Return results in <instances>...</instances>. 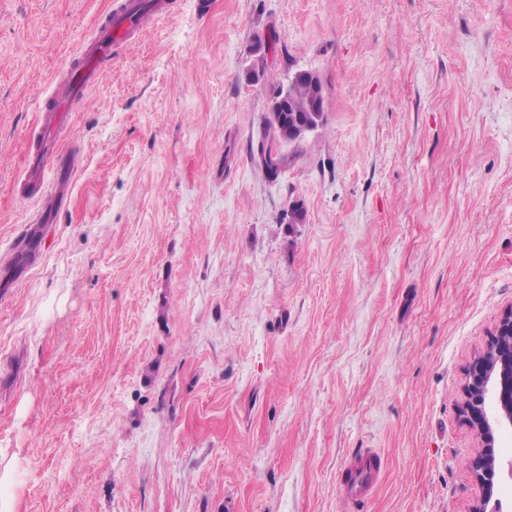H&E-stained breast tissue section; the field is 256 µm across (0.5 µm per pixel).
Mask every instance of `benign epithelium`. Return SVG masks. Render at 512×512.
<instances>
[{
	"label": "benign epithelium",
	"instance_id": "1",
	"mask_svg": "<svg viewBox=\"0 0 512 512\" xmlns=\"http://www.w3.org/2000/svg\"><path fill=\"white\" fill-rule=\"evenodd\" d=\"M459 415L478 439L471 470L481 497L470 512H488L498 495L501 438L512 431V309L489 332L486 346L467 369Z\"/></svg>",
	"mask_w": 512,
	"mask_h": 512
}]
</instances>
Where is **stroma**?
I'll list each match as a JSON object with an SVG mask.
<instances>
[{
    "mask_svg": "<svg viewBox=\"0 0 512 512\" xmlns=\"http://www.w3.org/2000/svg\"><path fill=\"white\" fill-rule=\"evenodd\" d=\"M112 2L0 0V255L36 107ZM165 3L74 106L71 202L0 287V501L346 512L372 448L353 512H470L460 387L512 308V0ZM300 70L324 122L272 179L257 136ZM379 474L378 454L372 448L361 449L342 472L343 499L353 504L366 500Z\"/></svg>",
    "mask_w": 512,
    "mask_h": 512,
    "instance_id": "stroma-1",
    "label": "stroma"
}]
</instances>
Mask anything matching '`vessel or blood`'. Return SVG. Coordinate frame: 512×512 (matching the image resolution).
<instances>
[{
    "label": "vessel or blood",
    "instance_id": "1",
    "mask_svg": "<svg viewBox=\"0 0 512 512\" xmlns=\"http://www.w3.org/2000/svg\"><path fill=\"white\" fill-rule=\"evenodd\" d=\"M164 11L163 0H115L112 9L96 20L90 35L80 42L78 50L67 57L64 65L68 75L66 82L56 89L50 105L39 110L37 124L44 144L29 150L23 169L25 181L38 186L44 204L33 224L26 229L25 238L16 251L18 258L35 252L39 225L54 223L58 210L71 195L75 170L70 167L50 172L44 161L45 143L55 140L57 130L73 103L86 100L102 66L112 59L113 45L130 42L137 32L148 26L151 19L161 16ZM379 474L377 453L370 448L361 449L342 472L344 500L353 504L364 501Z\"/></svg>",
    "mask_w": 512,
    "mask_h": 512
}]
</instances>
